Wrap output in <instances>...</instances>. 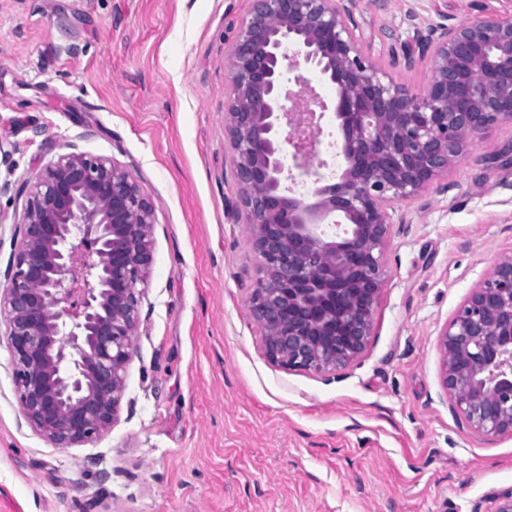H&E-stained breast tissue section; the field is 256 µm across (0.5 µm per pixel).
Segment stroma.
<instances>
[{"mask_svg":"<svg viewBox=\"0 0 512 512\" xmlns=\"http://www.w3.org/2000/svg\"><path fill=\"white\" fill-rule=\"evenodd\" d=\"M251 0H0V289L22 202L53 155L126 166L154 208L153 263L119 419L57 448L25 422L0 336V512H492L512 436L474 432L441 385L437 339L512 254V123L402 202L370 342L348 368L287 371L262 352L263 276L224 131L225 47ZM361 52L422 92L442 24L512 19V0H355ZM109 475L99 482L97 472Z\"/></svg>","mask_w":512,"mask_h":512,"instance_id":"35a3bbf8","label":"stroma"}]
</instances>
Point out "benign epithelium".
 <instances>
[{"instance_id": "benign-epithelium-1", "label": "benign epithelium", "mask_w": 512, "mask_h": 512, "mask_svg": "<svg viewBox=\"0 0 512 512\" xmlns=\"http://www.w3.org/2000/svg\"><path fill=\"white\" fill-rule=\"evenodd\" d=\"M346 0H253L225 50L224 124L246 224L264 279L250 312L278 367L333 373L365 351L384 283L395 204L412 200L477 135L512 122V21L440 25L421 47L422 94L361 54ZM310 65L334 85L341 173L297 197L282 187L283 144L308 173L282 93ZM23 199L8 284L0 290L15 391L26 423L57 448L91 442L117 420L153 261L154 208L130 172L60 153L17 191ZM444 392L474 431L512 435V255L472 289L438 334Z\"/></svg>"}]
</instances>
